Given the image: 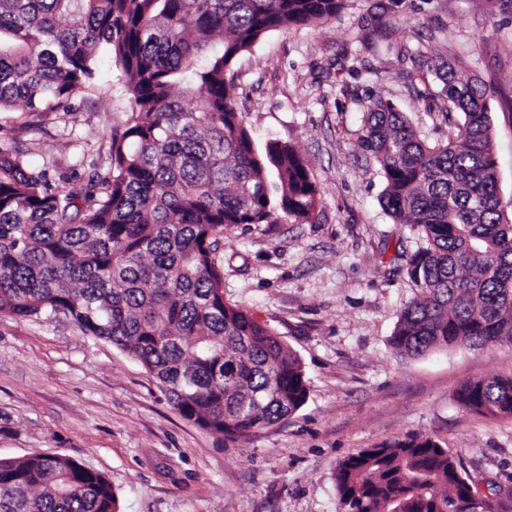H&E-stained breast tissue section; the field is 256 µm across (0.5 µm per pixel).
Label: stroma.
Masks as SVG:
<instances>
[{
	"instance_id": "obj_1",
	"label": "stroma",
	"mask_w": 512,
	"mask_h": 512,
	"mask_svg": "<svg viewBox=\"0 0 512 512\" xmlns=\"http://www.w3.org/2000/svg\"><path fill=\"white\" fill-rule=\"evenodd\" d=\"M494 86L487 100L498 190L512 212V5L488 0H345L318 25L270 32L234 67L256 148L292 146L319 190L309 219L225 229L224 299L294 350L308 387L287 421L235 442L182 418L157 380L68 318L0 315V458L56 454L112 481L120 512H341L340 463L411 434L438 437L480 485L512 486V417L460 406L456 389L512 376V344L417 358L390 343L416 289L400 251L416 230L383 208L385 180L359 146L370 99L390 101L420 138L446 140L433 66ZM130 95L113 59L68 107L0 112V149L26 154L67 190L125 129Z\"/></svg>"
}]
</instances>
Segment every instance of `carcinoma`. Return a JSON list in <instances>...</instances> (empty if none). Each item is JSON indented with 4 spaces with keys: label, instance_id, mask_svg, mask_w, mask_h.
Returning a JSON list of instances; mask_svg holds the SVG:
<instances>
[{
    "label": "carcinoma",
    "instance_id": "cac0c4a2",
    "mask_svg": "<svg viewBox=\"0 0 512 512\" xmlns=\"http://www.w3.org/2000/svg\"><path fill=\"white\" fill-rule=\"evenodd\" d=\"M342 0H0V112H54L90 84L105 53L131 115L82 194L51 187L0 151V313L63 315L140 362L185 419L235 442L307 399L297 354L224 301V228L305 220L319 192L286 144L260 151L228 78L237 58L290 24L315 25ZM448 142L370 101L361 147L385 180L384 209L422 244L406 275L417 295L392 337L419 357L512 344V221L498 194L486 99L494 90L435 66ZM461 405L512 416V376L479 377ZM342 512H462L472 480L439 439L382 442L345 459ZM0 512H117L112 481L77 459L0 458Z\"/></svg>",
    "mask_w": 512,
    "mask_h": 512
}]
</instances>
